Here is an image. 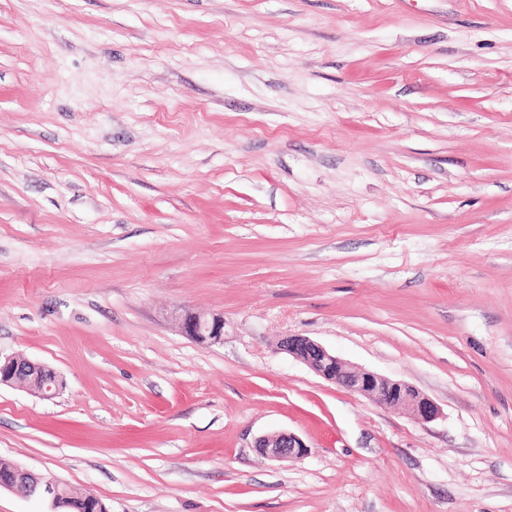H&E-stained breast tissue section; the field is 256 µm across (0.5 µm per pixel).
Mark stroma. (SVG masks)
Masks as SVG:
<instances>
[{"mask_svg": "<svg viewBox=\"0 0 512 512\" xmlns=\"http://www.w3.org/2000/svg\"><path fill=\"white\" fill-rule=\"evenodd\" d=\"M0 354L67 382L0 458L110 512H512V0H0ZM182 333L195 342L211 346L224 341V316L218 313H201L190 308L178 311ZM281 347L323 379L376 405L404 410L422 423L432 422L440 416L435 402L408 383L351 366L307 337L287 336ZM254 446L265 457L275 461L300 458L308 453L303 440L286 431L262 435L255 440Z\"/></svg>", "mask_w": 512, "mask_h": 512, "instance_id": "1", "label": "stroma"}]
</instances>
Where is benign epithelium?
Here are the masks:
<instances>
[{"mask_svg": "<svg viewBox=\"0 0 512 512\" xmlns=\"http://www.w3.org/2000/svg\"><path fill=\"white\" fill-rule=\"evenodd\" d=\"M182 333L195 342L211 346L224 342V315L201 313L190 308L178 311ZM282 350L309 366L323 379L386 408L406 411L415 420L428 423L440 416L438 406L413 386L372 371L349 365L319 343L304 336H287ZM20 384L44 400H52L66 387L64 378L52 367L20 355L0 356V386ZM254 447L265 457L283 461L300 458L308 447L298 436L274 432L258 437ZM22 497L34 494L51 502L52 512H60L64 503L58 498V483L39 477L18 466L0 475V489Z\"/></svg>", "mask_w": 512, "mask_h": 512, "instance_id": "obj_1", "label": "benign epithelium"}]
</instances>
